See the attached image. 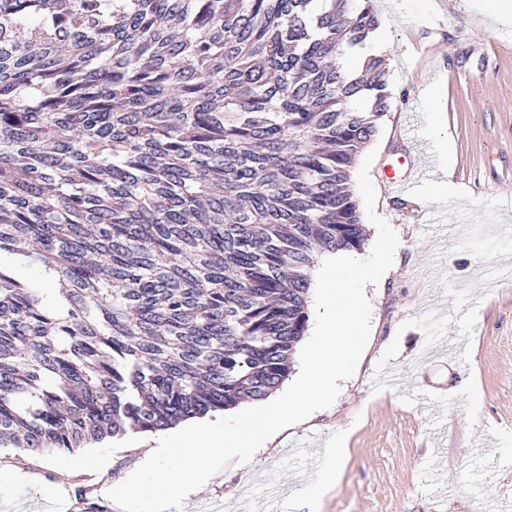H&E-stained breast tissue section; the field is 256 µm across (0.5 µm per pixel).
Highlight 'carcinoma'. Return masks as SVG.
Listing matches in <instances>:
<instances>
[{"instance_id": "1", "label": "carcinoma", "mask_w": 512, "mask_h": 512, "mask_svg": "<svg viewBox=\"0 0 512 512\" xmlns=\"http://www.w3.org/2000/svg\"><path fill=\"white\" fill-rule=\"evenodd\" d=\"M373 0H0V448L264 400L367 239ZM21 265L51 277L43 292ZM335 254H331V253H326V254H322L319 259H318V263L315 265V267L311 270V288H310V292H309V299H308V314H309V329L307 331V334L306 336L303 338V340L298 344L297 348H296V352L293 356V362H292V367H291V373L289 374V377L288 379H286L284 381V383L282 384V386L280 387L279 390H277L275 393L272 394V396L270 397H278L280 396L295 380V376H296V373L299 369V366H300V362H299V354H300V351H301V348L303 347V345L308 341V339L310 338L312 332H313V329H314V324H315V308H314V295H315V289H316V282H317V274H318V271L323 263V261L327 258H330V256H334Z\"/></svg>"}]
</instances>
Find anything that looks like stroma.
Here are the masks:
<instances>
[{
    "label": "stroma",
    "mask_w": 512,
    "mask_h": 512,
    "mask_svg": "<svg viewBox=\"0 0 512 512\" xmlns=\"http://www.w3.org/2000/svg\"><path fill=\"white\" fill-rule=\"evenodd\" d=\"M486 0H376L395 93L379 123L370 167L376 212L398 246L385 277L366 285L371 334L354 375L334 404L268 439L261 471L282 481L314 482L287 461L299 441L315 455L343 438L340 482L318 512H512V292L473 270L503 268L512 240V52L492 23ZM429 173L406 207L385 173L408 152L407 121ZM449 149L448 180L469 202L449 208L446 224L482 226L480 236L443 243L428 226L439 202L438 153ZM156 437L131 433L72 453L0 450V512H46L56 498L74 512H121L104 485L126 479L151 453ZM243 475L230 462L183 512L205 500L236 497Z\"/></svg>",
    "instance_id": "obj_1"
}]
</instances>
